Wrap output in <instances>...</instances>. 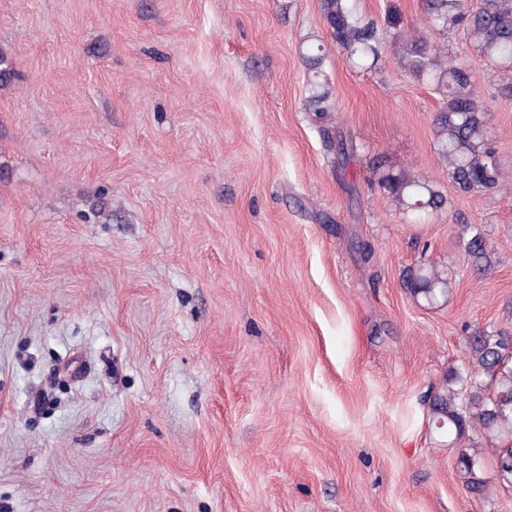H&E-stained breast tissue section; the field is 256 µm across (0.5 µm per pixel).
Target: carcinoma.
<instances>
[{"mask_svg":"<svg viewBox=\"0 0 512 512\" xmlns=\"http://www.w3.org/2000/svg\"><path fill=\"white\" fill-rule=\"evenodd\" d=\"M426 24L442 37H427L404 30L398 16L389 19L392 50L401 68L413 79L432 86L442 100L434 124L435 149L448 168V178L464 194L500 190L507 186L492 147L489 112L477 94L471 72L448 52V36L461 33L471 47L499 73L498 94L512 99V0H479L475 9L465 0H423ZM319 10L333 42L353 66L377 68L384 31L364 21L352 0H319ZM299 53L307 74L306 110L325 121L321 133L333 148L336 136L331 113L335 102L324 65L329 47L322 42L301 43ZM370 181L395 207L414 221L442 210L447 198L436 182L409 168L397 167L380 157L369 167ZM464 251L474 273L491 274L498 259L485 230L471 224ZM411 295L427 305L447 302L451 290L448 268L435 261L409 271ZM464 368L448 374L430 405L439 433L463 439L478 433L494 448L500 482L512 488V330H478L463 339ZM480 448L459 453L457 469L465 486L475 493L487 489L482 479Z\"/></svg>","mask_w":512,"mask_h":512,"instance_id":"carcinoma-1","label":"carcinoma"}]
</instances>
